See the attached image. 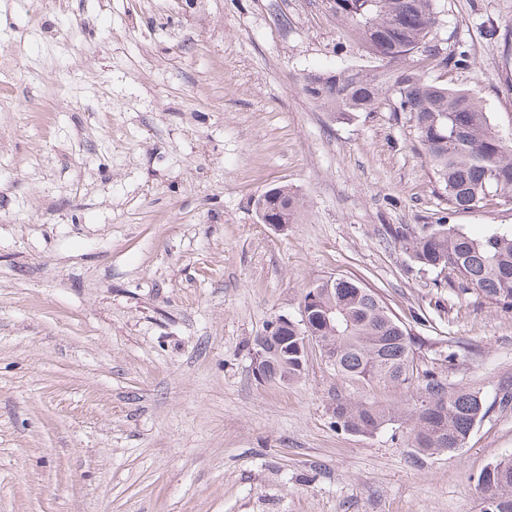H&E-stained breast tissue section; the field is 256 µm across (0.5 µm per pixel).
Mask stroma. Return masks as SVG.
<instances>
[{
	"mask_svg": "<svg viewBox=\"0 0 512 512\" xmlns=\"http://www.w3.org/2000/svg\"><path fill=\"white\" fill-rule=\"evenodd\" d=\"M419 66L512 115V0H435ZM0 512H479L512 454V312L422 271L390 224L512 227V202L448 198L405 114L329 121L317 69L379 61L332 0H0ZM288 185L302 219L259 223ZM374 290L422 346L419 372L479 393L460 450L412 422L347 433L339 399L409 389L258 381L252 344L330 275Z\"/></svg>",
	"mask_w": 512,
	"mask_h": 512,
	"instance_id": "stroma-1",
	"label": "stroma"
}]
</instances>
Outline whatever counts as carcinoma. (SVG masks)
Listing matches in <instances>:
<instances>
[{
	"mask_svg": "<svg viewBox=\"0 0 512 512\" xmlns=\"http://www.w3.org/2000/svg\"><path fill=\"white\" fill-rule=\"evenodd\" d=\"M434 0H333L337 14L356 25L382 61L433 56L431 32L437 23ZM305 95L332 121L374 112L385 102L412 122L417 143L437 181L456 210H476L489 196L512 201V123L484 110L470 92L428 80L417 68L318 70L302 80ZM304 202L288 186L263 195V219L293 224ZM423 270L448 272L461 294L472 290L489 304L512 311V229L474 236L458 224H398L386 230ZM307 320H289L276 333L269 373L277 381L297 380L306 365L307 333L324 338L328 363L338 375L370 385L410 387L421 391L410 415L412 446L420 452L453 453L467 443L483 417V402L472 391L448 392L435 375L417 372L416 341L382 299L358 280L328 276L302 295ZM438 400L435 409L424 403ZM344 430L372 435L396 421L401 410L370 401L339 400L332 408ZM477 485L487 505L483 512H512V455L483 471Z\"/></svg>",
	"mask_w": 512,
	"mask_h": 512,
	"instance_id": "1",
	"label": "carcinoma"
}]
</instances>
